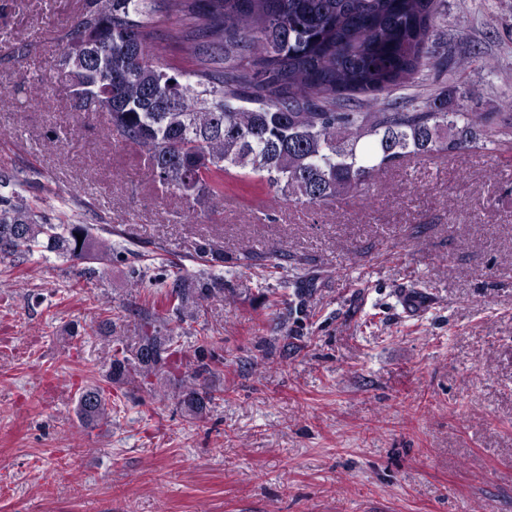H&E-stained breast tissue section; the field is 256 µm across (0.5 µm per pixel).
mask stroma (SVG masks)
Returning <instances> with one entry per match:
<instances>
[{
  "mask_svg": "<svg viewBox=\"0 0 512 512\" xmlns=\"http://www.w3.org/2000/svg\"><path fill=\"white\" fill-rule=\"evenodd\" d=\"M81 8L0 0V169L49 215L119 227L125 251L91 274L0 273V512H512V137L406 157L332 204L231 188L190 222L105 118L67 138L54 74ZM437 30L444 67L383 95L389 111L447 87L500 111L512 0H446ZM205 243L224 298L182 342H213L223 400L191 419L134 391L86 429L79 393L111 356L92 325L148 306L173 265L198 273ZM274 246L293 262L273 267Z\"/></svg>",
  "mask_w": 512,
  "mask_h": 512,
  "instance_id": "stroma-1",
  "label": "stroma"
}]
</instances>
